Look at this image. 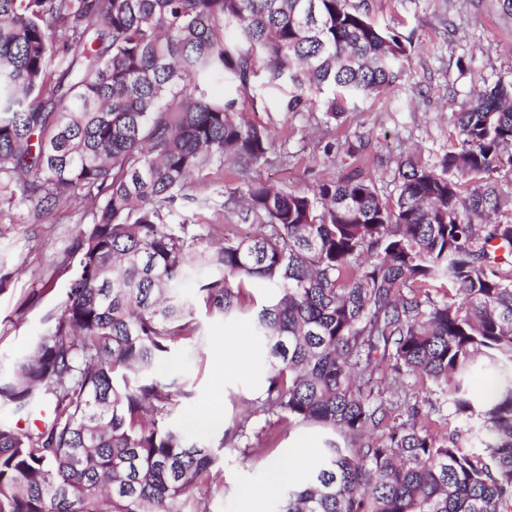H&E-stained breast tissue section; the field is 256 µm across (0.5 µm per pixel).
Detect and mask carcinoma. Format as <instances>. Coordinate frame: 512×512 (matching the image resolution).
I'll list each match as a JSON object with an SVG mask.
<instances>
[{
	"instance_id": "carcinoma-1",
	"label": "carcinoma",
	"mask_w": 512,
	"mask_h": 512,
	"mask_svg": "<svg viewBox=\"0 0 512 512\" xmlns=\"http://www.w3.org/2000/svg\"><path fill=\"white\" fill-rule=\"evenodd\" d=\"M405 55L351 0H0V218L77 199L90 216L63 304L0 372V411L49 409L30 430L0 420V512H206L218 456L165 422L191 391L156 366L202 357L196 313L234 316L255 280L272 293L248 406L329 435L277 512H512V223L489 219L512 206L494 178L512 170V91H480L435 163L402 161L390 206L354 173L310 194L217 177L272 142L207 85L246 88L261 62L364 96ZM191 204L210 217L170 220ZM233 219L255 234L214 239ZM448 408L481 423L452 429ZM250 419L219 448L272 451Z\"/></svg>"
}]
</instances>
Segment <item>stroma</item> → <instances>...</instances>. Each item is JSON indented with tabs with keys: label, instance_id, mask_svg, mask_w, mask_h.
<instances>
[{
	"label": "stroma",
	"instance_id": "1",
	"mask_svg": "<svg viewBox=\"0 0 512 512\" xmlns=\"http://www.w3.org/2000/svg\"><path fill=\"white\" fill-rule=\"evenodd\" d=\"M368 17L377 27L396 33L407 49L399 80L388 91L341 99L342 113L327 118L319 95L300 111H288L291 83L269 82L265 73L252 79L247 92L227 81L209 85V94L237 99L247 122L265 128L273 142L266 162L241 170H224L225 188L263 182L279 188L307 190L336 180L350 170L372 179L383 201L396 196L397 167L413 156L435 162L458 134V117L477 91L502 82L512 85V14L501 0H367ZM82 205L70 214H49L37 222L0 224V270L12 273L0 292V365L21 357L46 327V317L65 297L61 271L69 261L79 229ZM52 292H45L46 282ZM245 312L230 319L202 318L207 336L203 358L173 352L161 375L185 380L191 398L172 418L194 441L218 446L224 426L243 411L241 398L258 390L265 370V347L256 336L252 309L263 304L269 290L255 282ZM252 354L249 369L227 367L239 346ZM223 395V426L203 429L195 417ZM270 458L253 462L225 452L221 455L224 491L209 497L208 512H245L243 491L260 501L259 512H273L278 495L266 494Z\"/></svg>",
	"mask_w": 512,
	"mask_h": 512
}]
</instances>
